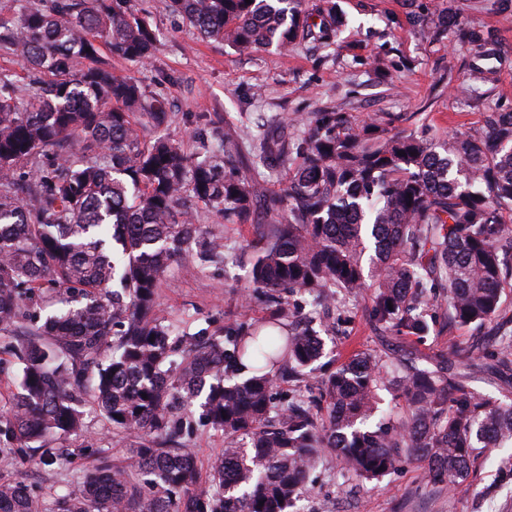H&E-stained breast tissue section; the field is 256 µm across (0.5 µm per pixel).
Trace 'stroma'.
<instances>
[{"label": "stroma", "instance_id": "obj_1", "mask_svg": "<svg viewBox=\"0 0 512 512\" xmlns=\"http://www.w3.org/2000/svg\"><path fill=\"white\" fill-rule=\"evenodd\" d=\"M335 2L347 19L335 47L303 42L285 53L269 48L237 54L221 42L199 38L173 13L170 0H130L131 10L157 33L154 58L136 66L110 57L107 48L99 53L109 57L114 74L135 78L167 98L171 121L163 132L189 156L220 154L227 134L246 152L257 150L269 135L292 142L320 112L377 116L390 130L422 132L436 140L480 129L485 113L512 112V0H451L467 26L498 36L496 56L486 62L485 79L477 84L469 79L473 59L456 29L426 39L409 24L403 0ZM191 210L207 236L223 243L224 253L191 271L183 260L172 261L160 283L156 315L177 331L204 327L220 336L228 324L265 312L263 301L245 298L244 289L251 244L274 216L259 208L251 223L228 224L203 204L192 203ZM336 314L343 323L326 347L333 366L354 352L383 349L364 309L344 301ZM492 343L483 331L452 330L440 321L412 351L421 357ZM82 412L83 436L57 440L61 452L51 464L0 463V479L22 481L50 499L78 492L95 462L94 449L125 462V434L92 405ZM184 442L197 456L198 482H207V462L223 448V434L199 419ZM308 480L311 491L300 512H512V448L478 456L467 484L452 490L429 482L416 462L357 485L344 477L332 452L317 459Z\"/></svg>", "mask_w": 512, "mask_h": 512}]
</instances>
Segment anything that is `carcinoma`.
Masks as SVG:
<instances>
[{
	"mask_svg": "<svg viewBox=\"0 0 512 512\" xmlns=\"http://www.w3.org/2000/svg\"><path fill=\"white\" fill-rule=\"evenodd\" d=\"M0 21V47L31 72L27 105L0 76V352L17 365L0 410V458L53 454L83 432L90 400L112 429L134 434L131 463L97 456L79 493L52 503L0 481V512H291L305 477L330 448L353 479L371 482L412 457L450 488L468 478L479 448L512 447V402L478 392L481 357L442 356L388 377L386 354L360 352L325 374L319 393L278 399L285 370L324 355L319 327L297 324L299 302L322 316L336 301H369L378 333L421 342L430 322L482 328L512 293V112H487L483 131L442 141L390 133L376 118L322 112L285 146L242 154L224 135V159L191 160L161 135L165 99L112 74L95 40L143 65L156 33L129 0H44ZM432 36L457 24L448 9L404 0ZM198 35L237 52L286 51L301 37L336 45L346 18L331 0H171ZM477 60L494 55L493 31H466ZM73 143L76 151L64 150ZM299 165L280 198L265 199L264 170ZM31 201L25 206L19 193ZM230 224L255 204L281 214L255 245L247 283L263 317L234 322L220 339L175 334L153 317L163 272L177 255L201 265L223 251L205 238L184 195ZM484 358L512 363V334ZM387 388L407 405L383 412ZM224 448L196 482L197 459L175 446L194 405Z\"/></svg>",
	"mask_w": 512,
	"mask_h": 512,
	"instance_id": "carcinoma-1",
	"label": "carcinoma"
}]
</instances>
